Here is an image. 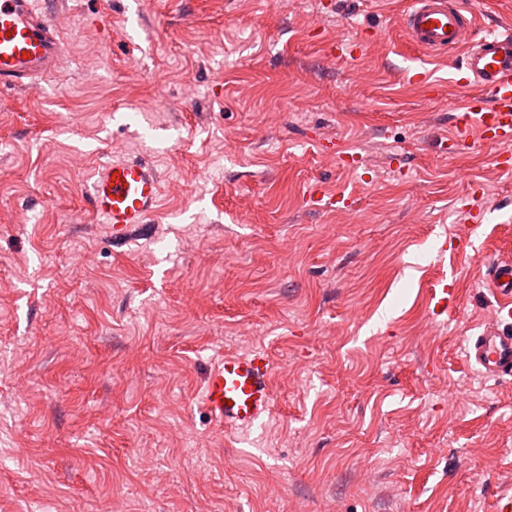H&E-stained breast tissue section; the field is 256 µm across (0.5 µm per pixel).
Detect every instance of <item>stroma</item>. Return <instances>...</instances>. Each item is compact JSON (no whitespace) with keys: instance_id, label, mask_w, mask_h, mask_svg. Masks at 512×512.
<instances>
[{"instance_id":"obj_1","label":"stroma","mask_w":512,"mask_h":512,"mask_svg":"<svg viewBox=\"0 0 512 512\" xmlns=\"http://www.w3.org/2000/svg\"><path fill=\"white\" fill-rule=\"evenodd\" d=\"M406 2L56 0L58 74L0 95V512L512 500V379L462 352L499 308L484 277L512 259V172L490 145L443 151L461 55L406 43ZM142 152L161 201L117 247L86 190ZM314 186L351 207L310 206ZM440 281L457 305L437 319ZM249 351L271 358L275 399L236 432L198 395Z\"/></svg>"}]
</instances>
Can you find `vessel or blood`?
Returning a JSON list of instances; mask_svg holds the SVG:
<instances>
[{
	"label": "vessel or blood",
	"mask_w": 512,
	"mask_h": 512,
	"mask_svg": "<svg viewBox=\"0 0 512 512\" xmlns=\"http://www.w3.org/2000/svg\"><path fill=\"white\" fill-rule=\"evenodd\" d=\"M400 27L417 49L444 55L460 49L461 85L472 93L450 102L451 147L471 139L497 147L502 167L512 166V24L477 32V17L457 0H410ZM63 44L54 22L39 0H0V93L29 90L55 74ZM161 177L144 155L102 163L87 188L89 212L107 224L114 244L125 243L155 214ZM488 287L512 317V262L491 263ZM465 358L493 379L512 377V329L501 319L485 322L463 347ZM274 399L273 369L264 354H227L209 370L199 394L200 405L216 424L248 429L268 415Z\"/></svg>",
	"instance_id": "obj_1"
}]
</instances>
